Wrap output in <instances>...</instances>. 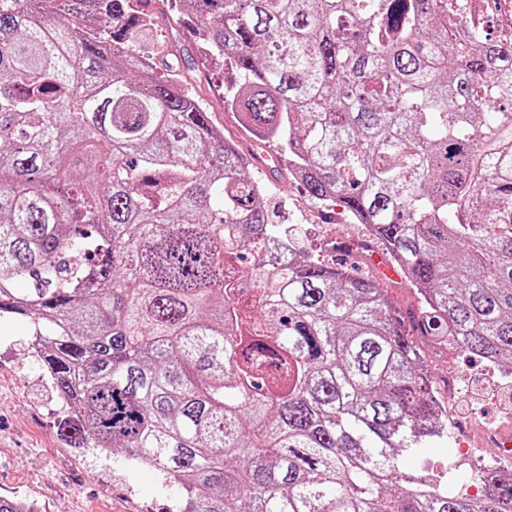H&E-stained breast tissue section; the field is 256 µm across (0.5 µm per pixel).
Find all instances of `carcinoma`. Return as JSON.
I'll list each match as a JSON object with an SVG mask.
<instances>
[{
    "mask_svg": "<svg viewBox=\"0 0 512 512\" xmlns=\"http://www.w3.org/2000/svg\"><path fill=\"white\" fill-rule=\"evenodd\" d=\"M149 2L0 0V317L79 407L59 435L180 485L172 512H512V470L476 499L403 466L448 436L424 337L512 371V35L472 0H178L278 176L421 295L405 318L272 221L176 53L139 55Z\"/></svg>",
    "mask_w": 512,
    "mask_h": 512,
    "instance_id": "carcinoma-1",
    "label": "carcinoma"
}]
</instances>
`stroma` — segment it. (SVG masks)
<instances>
[{
    "instance_id": "1",
    "label": "stroma",
    "mask_w": 512,
    "mask_h": 512,
    "mask_svg": "<svg viewBox=\"0 0 512 512\" xmlns=\"http://www.w3.org/2000/svg\"><path fill=\"white\" fill-rule=\"evenodd\" d=\"M161 21L142 38L145 55H155L168 42L179 41L184 56L193 53L189 29L170 22L173 0H151ZM198 92L212 112L213 123L224 139L248 150L249 139L230 112L221 108L224 91L233 82L222 62L196 71ZM258 180L276 182L261 172ZM270 199L275 222L299 225L304 247L325 259L344 262L348 254L335 251L331 240L351 244L367 240L363 225L346 221L339 209L308 199L298 185L276 182ZM30 322L21 316L0 319V495L35 505L39 512H170L181 490L163 483L147 466L132 465L124 450L103 452L72 448L57 432L62 418L78 414L76 406L57 399L43 363L29 348ZM437 391L454 389L457 399L467 398L476 375L486 367L462 351L424 353L422 358ZM500 400L489 394L468 410L453 411L460 430L475 423L502 431L512 430V418L499 415Z\"/></svg>"
}]
</instances>
